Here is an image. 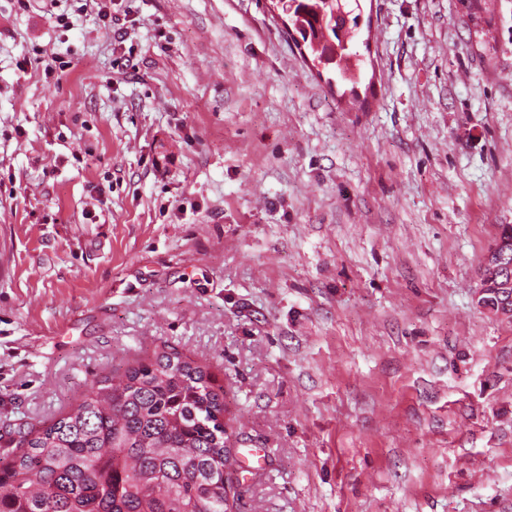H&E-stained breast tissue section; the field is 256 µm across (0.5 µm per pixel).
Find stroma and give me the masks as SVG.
Listing matches in <instances>:
<instances>
[{
  "mask_svg": "<svg viewBox=\"0 0 512 512\" xmlns=\"http://www.w3.org/2000/svg\"><path fill=\"white\" fill-rule=\"evenodd\" d=\"M109 8L0 0V459L175 351L231 512H512V0H361L355 85L275 0ZM500 241L506 243L507 249L500 262L501 268L494 279L487 276L482 280V285L488 288L487 293L477 300V304L475 303L477 306L487 309L493 315L497 314V308L501 301L512 296V224L500 225L495 242L498 244ZM495 288H509V294L499 296Z\"/></svg>",
  "mask_w": 512,
  "mask_h": 512,
  "instance_id": "1",
  "label": "stroma"
}]
</instances>
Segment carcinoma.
I'll list each match as a JSON object with an SVG mask.
<instances>
[{"label":"carcinoma","instance_id":"obj_1","mask_svg":"<svg viewBox=\"0 0 512 512\" xmlns=\"http://www.w3.org/2000/svg\"><path fill=\"white\" fill-rule=\"evenodd\" d=\"M312 55V66L356 82L346 62H362L360 14L337 33L336 0H277ZM335 43L336 57L320 44ZM500 270L477 305L497 314L512 296V224ZM23 452L0 464V512H230L233 489L224 428V390L189 357L163 352L103 378L65 416L20 436Z\"/></svg>","mask_w":512,"mask_h":512}]
</instances>
